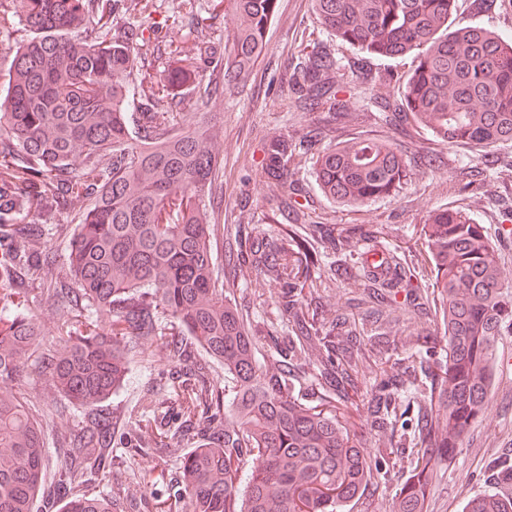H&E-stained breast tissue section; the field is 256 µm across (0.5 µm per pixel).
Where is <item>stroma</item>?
Returning <instances> with one entry per match:
<instances>
[{"mask_svg":"<svg viewBox=\"0 0 512 512\" xmlns=\"http://www.w3.org/2000/svg\"><path fill=\"white\" fill-rule=\"evenodd\" d=\"M455 15L512 38V0H494L490 9L476 11L472 0H456ZM120 25L153 30L155 38L144 47L148 55L177 47L181 56L193 58L187 20L181 0H152L147 11L119 14ZM267 49L245 77L225 83L222 64L208 71L221 87L214 96L187 84L173 94L182 112L207 114L223 132L219 156L221 175L214 188L219 223L247 224L255 236L286 230L292 211H302L310 224L363 233L357 250L372 259L384 252L397 255L407 274L404 289L426 290L432 283L431 263L421 229L437 208L464 209L482 224L501 257L502 275L512 283V237L502 226L512 222V144L496 148L448 147L439 144L411 118L386 120L381 104L385 86H399L414 67L412 57L380 58L359 52L327 32L317 19L311 0H277L266 32ZM330 46L337 58L349 64L346 78L352 85L348 116L332 118L322 109H302L288 80L314 43ZM311 130L320 144L354 137L380 138L407 160L410 175L397 195L360 206H341L318 190L309 155L297 158L292 181L277 186L265 174L263 144L274 136ZM395 347L390 359L421 348L439 360L448 348L439 302H430L426 316L400 321L390 327ZM28 395L57 409L56 427L46 434L50 455H57V433L78 424L81 408L66 397L53 394L45 377L34 368L14 381ZM184 396L173 387L162 342L148 347L144 359L134 363L126 383L105 401L116 419L135 416L148 425L159 402L179 404ZM491 407L464 437L449 462L440 464L428 491L426 512H461L464 503L483 493L487 485L484 460L512 448V329L498 338V359L490 388ZM131 458V457H130ZM179 458H131L94 476L88 491L108 494L118 487L136 496L162 497L165 474L174 471Z\"/></svg>","mask_w":512,"mask_h":512,"instance_id":"stroma-1","label":"stroma"}]
</instances>
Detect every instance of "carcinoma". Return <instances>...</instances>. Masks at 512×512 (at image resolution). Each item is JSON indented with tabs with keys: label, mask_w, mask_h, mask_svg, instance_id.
<instances>
[{
	"label": "carcinoma",
	"mask_w": 512,
	"mask_h": 512,
	"mask_svg": "<svg viewBox=\"0 0 512 512\" xmlns=\"http://www.w3.org/2000/svg\"><path fill=\"white\" fill-rule=\"evenodd\" d=\"M121 2L0 0V13L19 14L32 33L0 89V512H38L48 499V415L7 387L33 366L84 411L81 426L59 441L54 482L71 490L61 512H117V496L83 490L113 461L115 439L135 455L190 449L166 498L143 500L142 512H166L170 500L185 512H344L396 466L407 473L394 495L397 512H423L435 468L490 406L497 337L512 326V289L496 247L466 212H431L423 232L448 350L433 366L417 350L366 384L364 342L380 354L391 346L397 268L363 263L360 286L373 303L363 337L349 315L320 309L315 277L325 252L337 268L349 266L353 235L311 239L297 224L265 242L245 224L215 223L209 206L221 127L169 106L174 87L208 77L217 54L209 25L184 0L196 61L170 55L156 79L141 66L144 31L113 28ZM227 2L230 83L265 50L276 0ZM312 2L321 25L352 48L415 55L394 111L450 146L512 142V39L452 25L454 0ZM340 70L330 51L314 47L291 89L311 109L345 114ZM309 149L307 136L268 139V178L286 183L295 154ZM314 169L323 195L345 206L390 197L409 176L402 156L376 139L330 145ZM80 203L68 271L60 274L49 237L67 231L61 217ZM222 238L236 266L273 287L286 328L254 334L236 280L224 279L217 264L213 243ZM60 295L69 306L53 331L32 304ZM158 336L168 337L171 377L181 380L185 401L176 409L160 402L151 430L129 419L117 435L101 403ZM262 342L275 352L269 368L259 362ZM199 350L224 367V382L208 365L190 367ZM307 379L322 401L345 404L364 394L367 423L390 433L393 448H359L336 417L295 399L292 388ZM419 379L437 401L416 406L417 436L409 439L393 413L405 383ZM485 476L488 490L462 512H512V496L500 492L512 486V450L489 459Z\"/></svg>",
	"instance_id": "1"
}]
</instances>
